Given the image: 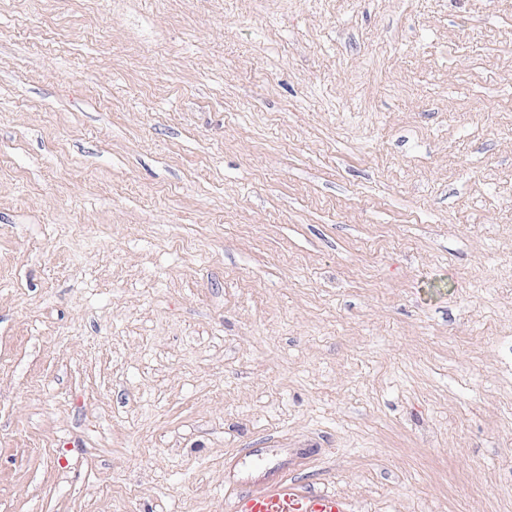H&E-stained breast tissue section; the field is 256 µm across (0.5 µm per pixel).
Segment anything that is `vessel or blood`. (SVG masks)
Instances as JSON below:
<instances>
[{
	"instance_id": "b4317fda",
	"label": "vessel or blood",
	"mask_w": 512,
	"mask_h": 512,
	"mask_svg": "<svg viewBox=\"0 0 512 512\" xmlns=\"http://www.w3.org/2000/svg\"><path fill=\"white\" fill-rule=\"evenodd\" d=\"M233 512H349V505L334 493L305 487L281 475L238 496Z\"/></svg>"
}]
</instances>
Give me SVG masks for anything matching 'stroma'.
<instances>
[{
  "instance_id": "obj_1",
  "label": "stroma",
  "mask_w": 512,
  "mask_h": 512,
  "mask_svg": "<svg viewBox=\"0 0 512 512\" xmlns=\"http://www.w3.org/2000/svg\"><path fill=\"white\" fill-rule=\"evenodd\" d=\"M512 512V0H0V512ZM233 512H349L348 503L328 491L305 487L281 475L240 495Z\"/></svg>"
}]
</instances>
